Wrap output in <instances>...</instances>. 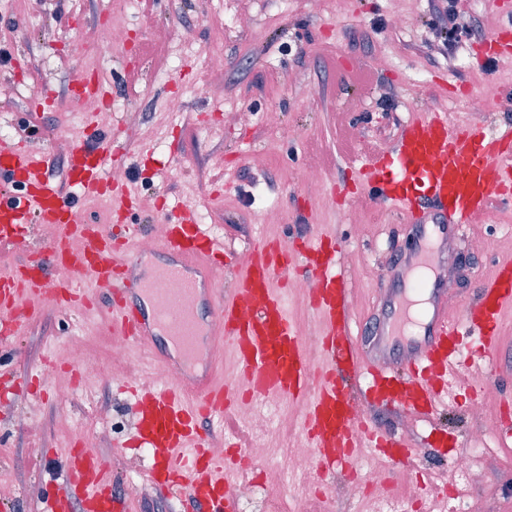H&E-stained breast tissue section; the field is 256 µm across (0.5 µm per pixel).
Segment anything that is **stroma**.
Here are the masks:
<instances>
[{"label":"stroma","instance_id":"1","mask_svg":"<svg viewBox=\"0 0 512 512\" xmlns=\"http://www.w3.org/2000/svg\"><path fill=\"white\" fill-rule=\"evenodd\" d=\"M252 26L237 31L236 0H44L42 10L28 15L27 0H0V85L12 86L11 97H0V136L10 148L40 143L53 160L66 151L59 140L73 142L83 132L95 138H119L127 152L121 163L125 184L154 209L133 211L128 221L140 225L141 237L152 234L156 221L169 211L199 201L211 210L205 224L217 230L234 262L224 268V289H231L251 246L260 240L288 244L304 237L306 225L334 235L339 266L350 291L354 329H361L380 310L381 270L392 248L404 244L405 219L377 201L362 166L384 152L401 124L422 116L424 98L440 100L450 123L472 121L494 135L512 128V111L484 100L485 84H495L501 98L512 100V54L492 55L477 39H461L454 65L441 56L421 58L417 48L433 36L426 24V0H324L315 13L302 0H251ZM406 19L403 28L390 24L393 14ZM114 21L128 27L126 48L88 59L75 46V34L85 24ZM223 26L216 38L215 26ZM173 28L175 39L162 40L159 27ZM356 29L368 46L351 45L347 33ZM224 57V71L210 73V56ZM153 63L156 78L139 74L128 82L127 67L135 58ZM55 75L53 90L62 93L77 71L97 73L108 80L119 111L107 126L87 125L86 117L59 104L39 111L34 92L45 71ZM222 89L216 98L195 95L202 82ZM448 95H440V85ZM184 109L169 121L171 96ZM140 109V119L153 129L138 136L129 124L128 107ZM235 106L252 114L247 126H228L224 110ZM277 110L295 138L275 136L266 116ZM32 128L21 132L23 120ZM53 140H45V131ZM181 151L173 161L172 148ZM322 172L320 184L297 183L293 174L309 161ZM277 208L282 223L267 224L266 210ZM489 224H470L464 231L473 249L467 271L449 302V316H458L474 294L479 279L512 259V205L500 196L489 200ZM498 243L495 253L481 249L485 239ZM500 353L495 364L481 362L476 372L490 381L493 404L512 394V309L503 315ZM84 337L89 355L103 354L112 338V310L105 297L76 312L42 310L17 339V358L0 363V376L28 378L13 414L0 416V471L10 481L0 487V512H41L66 479L65 453L80 442L106 461L125 459L132 473L112 468L119 487L129 481L146 484V450L123 447L135 423L133 397L121 389V379L88 378L72 363L66 347L72 337ZM72 377L75 393L68 408L55 395L56 376ZM473 398L460 394L437 422L456 432L460 444L476 439V421L467 413ZM105 437H98L99 428ZM507 422L494 423L487 443L497 466L484 479L486 492H497L512 480V447H503Z\"/></svg>","mask_w":512,"mask_h":512}]
</instances>
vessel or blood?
I'll use <instances>...</instances> for the list:
<instances>
[{
    "label": "vessel or blood",
    "instance_id": "b4317fda",
    "mask_svg": "<svg viewBox=\"0 0 512 512\" xmlns=\"http://www.w3.org/2000/svg\"><path fill=\"white\" fill-rule=\"evenodd\" d=\"M70 98L108 100L96 75L78 73ZM512 133L478 137L472 123L453 125L447 112L431 110L403 124L393 147L373 169L378 197L407 210L411 243L382 284V304L372 342L357 345L349 331V290L336 259V245L319 233L299 255L285 247L255 244L232 293L216 281L224 248L199 224L192 208L170 216L168 235L148 276L132 283L127 273L142 255L127 236L84 223L75 201L48 174L47 153L17 149L0 157V249L17 244L24 228L53 224L57 231L34 263L0 272V353L15 351V336L34 313L26 293L50 294L49 304L68 309L85 302L81 289L56 274L69 266L91 275L108 295L116 329L148 347L175 374V383H142L136 401L134 441L151 459L149 477L163 497L183 512H238L228 490L236 470L211 454L203 419L224 414L229 390L215 379L220 340L236 353L239 393L282 394L304 401L303 430L326 472L355 468L361 448H401L404 437L371 423H357L360 402L411 414L432 413L463 380L458 358L476 338L495 360L502 316L512 308V261L483 281L457 320L448 317L450 290L440 268L461 237L470 215L486 209L492 186L512 199V155L503 142ZM124 147L117 140L73 143L67 181L84 195L101 194L104 175ZM316 278L310 309L323 323L321 362L313 364L300 322L288 311L283 285L295 267ZM177 282L169 291L168 282ZM103 460L85 449L68 458L66 500L46 512H129L130 497L104 484Z\"/></svg>",
    "mask_w": 512,
    "mask_h": 512
}]
</instances>
